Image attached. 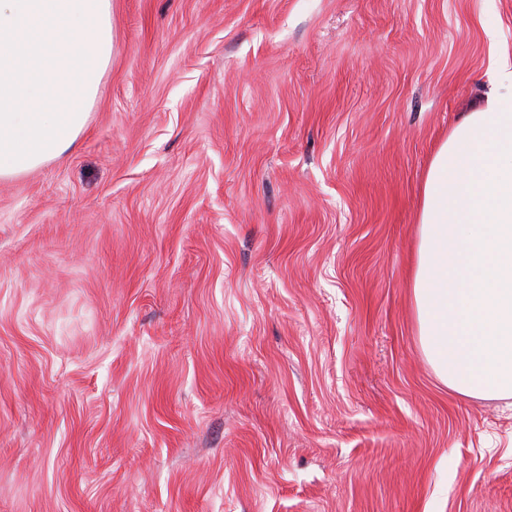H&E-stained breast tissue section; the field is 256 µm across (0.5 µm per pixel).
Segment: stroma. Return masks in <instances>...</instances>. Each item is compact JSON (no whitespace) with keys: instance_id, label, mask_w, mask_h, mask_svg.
<instances>
[{"instance_id":"1","label":"stroma","mask_w":512,"mask_h":512,"mask_svg":"<svg viewBox=\"0 0 512 512\" xmlns=\"http://www.w3.org/2000/svg\"><path fill=\"white\" fill-rule=\"evenodd\" d=\"M512 0H112L74 149L0 179V512H512L428 363L421 189Z\"/></svg>"}]
</instances>
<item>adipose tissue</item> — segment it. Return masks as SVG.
I'll use <instances>...</instances> for the list:
<instances>
[{"instance_id":"ef3b65f1","label":"adipose tissue","mask_w":512,"mask_h":512,"mask_svg":"<svg viewBox=\"0 0 512 512\" xmlns=\"http://www.w3.org/2000/svg\"><path fill=\"white\" fill-rule=\"evenodd\" d=\"M411 288L439 380L512 397V66L430 160Z\"/></svg>"}]
</instances>
